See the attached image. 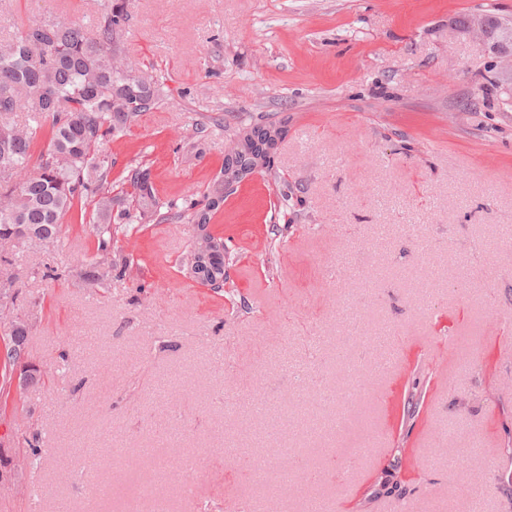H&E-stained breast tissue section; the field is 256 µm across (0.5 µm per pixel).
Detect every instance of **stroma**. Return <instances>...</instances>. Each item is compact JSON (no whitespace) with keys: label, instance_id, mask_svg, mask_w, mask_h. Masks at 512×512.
<instances>
[{"label":"stroma","instance_id":"stroma-1","mask_svg":"<svg viewBox=\"0 0 512 512\" xmlns=\"http://www.w3.org/2000/svg\"><path fill=\"white\" fill-rule=\"evenodd\" d=\"M492 6L512 26V0H125L164 97L109 143L113 181L142 166L179 203L244 123L284 131L209 226L223 291L182 267L184 219L119 237L132 269L97 290L76 215L18 248L42 376L0 386V467L37 455L0 512H512V109L470 23ZM35 20L91 36L98 0H0V42ZM274 448L321 479L281 496Z\"/></svg>","mask_w":512,"mask_h":512}]
</instances>
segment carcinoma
Instances as JSON below:
<instances>
[{
    "instance_id": "carcinoma-1",
    "label": "carcinoma",
    "mask_w": 512,
    "mask_h": 512,
    "mask_svg": "<svg viewBox=\"0 0 512 512\" xmlns=\"http://www.w3.org/2000/svg\"><path fill=\"white\" fill-rule=\"evenodd\" d=\"M100 12L93 38L74 23L32 22L0 44V238L55 245L63 220L79 209L81 231L97 242L94 262L84 273L90 288L103 287L115 270L123 274L131 268L128 256L112 253L115 236L169 218L160 213L148 169L136 166L124 177L136 190L131 204L108 180L107 139L157 108L164 90L158 78L124 54L130 17L123 0H100ZM19 109L29 113L23 128L13 118ZM281 135L274 123L252 121L233 133L221 174L173 213L197 227L183 261L195 280L224 284V238L208 230L224 204V172L234 169L238 181L270 169ZM33 158L38 172L32 175ZM30 333V326L19 321L13 331L18 344H5L0 369L21 363Z\"/></svg>"
}]
</instances>
